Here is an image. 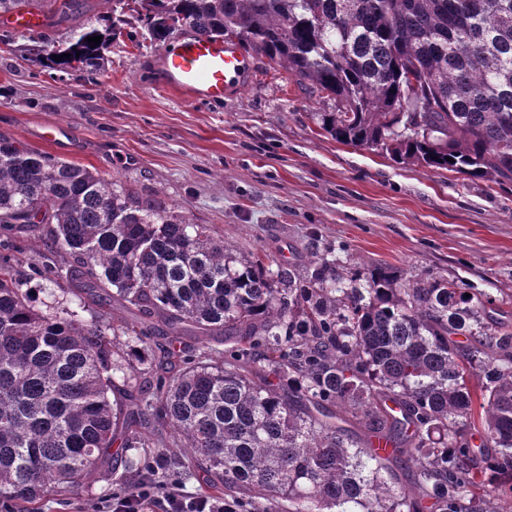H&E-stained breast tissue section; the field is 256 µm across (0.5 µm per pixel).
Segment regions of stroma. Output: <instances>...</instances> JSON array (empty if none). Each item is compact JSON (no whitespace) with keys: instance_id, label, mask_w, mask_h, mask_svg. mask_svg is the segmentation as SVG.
Here are the masks:
<instances>
[{"instance_id":"35a3bbf8","label":"stroma","mask_w":512,"mask_h":512,"mask_svg":"<svg viewBox=\"0 0 512 512\" xmlns=\"http://www.w3.org/2000/svg\"><path fill=\"white\" fill-rule=\"evenodd\" d=\"M112 6L82 0L66 21L35 31L0 16V136L161 199L234 252L303 265L316 233L354 264L486 289L493 318L512 324V182L336 142L315 123L316 96L262 55H250L221 103H188L161 84L162 46L130 42L142 27L132 16L118 23L102 74L51 73L38 62ZM57 124L65 131L55 141ZM109 495L96 480L14 512H90Z\"/></svg>"}]
</instances>
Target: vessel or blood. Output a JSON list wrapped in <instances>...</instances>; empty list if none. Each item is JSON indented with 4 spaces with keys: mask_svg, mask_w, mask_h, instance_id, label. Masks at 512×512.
Listing matches in <instances>:
<instances>
[{
    "mask_svg": "<svg viewBox=\"0 0 512 512\" xmlns=\"http://www.w3.org/2000/svg\"><path fill=\"white\" fill-rule=\"evenodd\" d=\"M162 67L164 87L197 103H217L231 85L242 80L247 59L224 39L194 36L167 49Z\"/></svg>",
    "mask_w": 512,
    "mask_h": 512,
    "instance_id": "obj_1",
    "label": "vessel or blood"
}]
</instances>
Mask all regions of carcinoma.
<instances>
[{
  "mask_svg": "<svg viewBox=\"0 0 512 512\" xmlns=\"http://www.w3.org/2000/svg\"><path fill=\"white\" fill-rule=\"evenodd\" d=\"M40 2L47 20L74 8ZM117 2L153 43L185 30L266 55L339 143L512 182V0ZM114 28L80 25L46 68L103 70ZM43 230L55 250L19 252ZM34 276L129 317L44 311ZM492 305L317 240L306 266L237 257L163 201L0 136V503L69 494L117 458L115 495L195 482L233 512H512V326Z\"/></svg>",
  "mask_w": 512,
  "mask_h": 512,
  "instance_id": "1",
  "label": "carcinoma"
}]
</instances>
